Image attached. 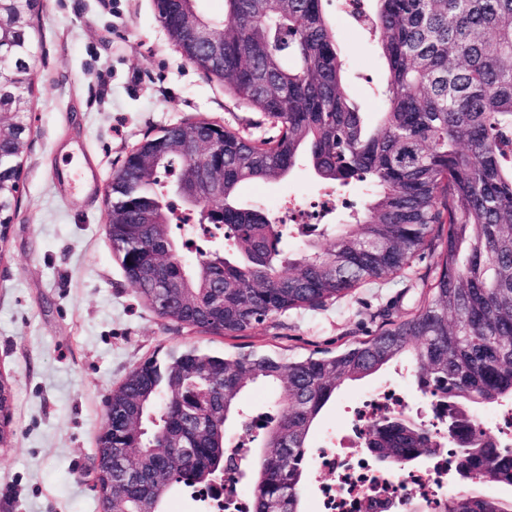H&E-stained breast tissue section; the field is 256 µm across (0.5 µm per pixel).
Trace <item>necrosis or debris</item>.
<instances>
[{"instance_id":"obj_1","label":"necrosis or debris","mask_w":512,"mask_h":512,"mask_svg":"<svg viewBox=\"0 0 512 512\" xmlns=\"http://www.w3.org/2000/svg\"><path fill=\"white\" fill-rule=\"evenodd\" d=\"M386 411H404L423 423L438 422L442 409L415 408L403 390L383 387L361 396L353 418L338 443L319 449L312 512H377L386 503L388 512H407L406 494L415 492L425 512H443L451 495L448 473L456 467L454 448L439 447L427 467L404 465L389 471L377 469L362 444L370 419Z\"/></svg>"}]
</instances>
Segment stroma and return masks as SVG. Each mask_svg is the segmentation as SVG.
<instances>
[{
  "label": "stroma",
  "instance_id": "stroma-1",
  "mask_svg": "<svg viewBox=\"0 0 512 512\" xmlns=\"http://www.w3.org/2000/svg\"><path fill=\"white\" fill-rule=\"evenodd\" d=\"M324 11L348 60L347 86L367 121L385 67L336 0ZM32 135L21 193L0 242V374L12 386L13 436L0 447V512H97L93 459L112 390L149 357L195 345L294 357L338 351L415 311L431 252L407 277L356 288L324 306L291 310L236 339L161 318L140 300L107 234L105 191L129 150L168 126L207 119L265 135L260 113L206 77L171 42L154 0H43ZM322 190L307 167L248 183L241 196L267 210ZM385 385L423 404L404 370L342 386L311 438L352 418L359 396Z\"/></svg>",
  "mask_w": 512,
  "mask_h": 512
}]
</instances>
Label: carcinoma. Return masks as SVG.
Returning a JSON list of instances; mask_svg holds the SVG:
<instances>
[{"label":"carcinoma","mask_w":512,"mask_h":512,"mask_svg":"<svg viewBox=\"0 0 512 512\" xmlns=\"http://www.w3.org/2000/svg\"><path fill=\"white\" fill-rule=\"evenodd\" d=\"M198 0H155L159 22L187 39L205 26L223 44L217 64H192L259 112L272 133L259 140L224 127L216 183L192 207L171 201L194 163L187 137L213 133L205 119L153 136L149 159H130L106 191L112 247L139 298L159 316L224 337L292 309L341 299L410 268L430 248L432 278L416 312L334 353L290 358L197 346L150 357L112 390L94 461L99 512H168L170 495L219 496L226 426L246 430L243 391L277 390L261 448L245 457L254 512H305L309 441L323 409L348 382L403 365L431 405L440 431L403 412L369 425L364 447L385 466L431 458L441 436L457 449L459 487L446 512H512V499L483 487L512 486V453L484 432L478 412L512 404V0H357L355 13L385 63L382 111L369 126L351 99L346 56L323 0H224L225 20ZM40 0H0V52L25 71L36 58ZM33 86L0 80V216L17 204L28 148ZM336 191L367 189L345 224H324L326 242L285 251L295 225L256 205L240 187L283 179L300 164ZM164 257L170 289L142 276ZM11 386L0 375V445L12 435Z\"/></svg>","instance_id":"obj_1"}]
</instances>
